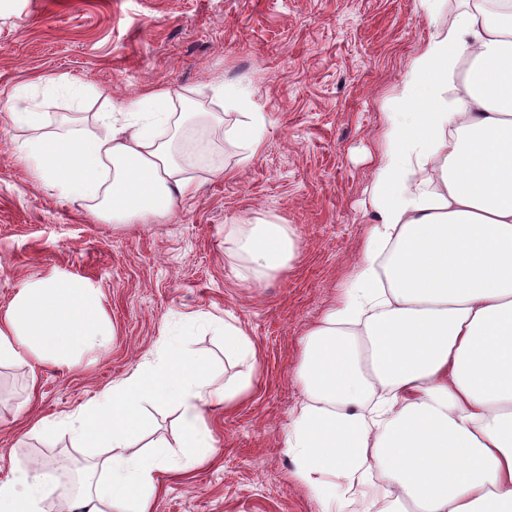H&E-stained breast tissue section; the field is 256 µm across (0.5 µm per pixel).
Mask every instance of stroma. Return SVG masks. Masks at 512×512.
<instances>
[{"instance_id":"35a3bbf8","label":"stroma","mask_w":512,"mask_h":512,"mask_svg":"<svg viewBox=\"0 0 512 512\" xmlns=\"http://www.w3.org/2000/svg\"><path fill=\"white\" fill-rule=\"evenodd\" d=\"M429 32L415 0H0V314L29 281L77 280L97 290L110 331L105 347L66 362L0 365V481L37 457L101 461L103 449L76 447L63 428L45 443L30 421L65 419L209 314L251 338L255 388L209 411L216 459L182 472L171 458L153 512H319L282 447L301 399V341L351 280L393 92ZM48 76L81 85L83 100ZM220 79L244 85L265 115L255 158L231 137L239 114L217 96ZM151 89L224 114L218 146L166 219L108 223L32 176L18 146L33 132L15 112L34 109L57 130L77 111L100 134L102 113ZM218 164L228 176L211 174ZM235 218L288 225L289 268L243 281L224 245Z\"/></svg>"}]
</instances>
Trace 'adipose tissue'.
Masks as SVG:
<instances>
[{
	"mask_svg": "<svg viewBox=\"0 0 512 512\" xmlns=\"http://www.w3.org/2000/svg\"><path fill=\"white\" fill-rule=\"evenodd\" d=\"M443 2L416 0L430 34L381 134L368 188L375 222L349 285L301 343L302 399L283 446L322 512H346L359 496L378 512H512V0H462L445 22ZM217 91L241 108L238 136L257 155L263 114L240 88ZM171 101L149 91L123 104L133 117L123 130L46 131L20 154L36 179L94 202L99 217L152 223L193 189L158 133ZM224 241L254 284L297 252L273 220H233ZM209 324L243 366L233 379L216 383L189 324L159 361L71 415L73 441L109 454L67 512H152L172 447L188 469L215 454L206 411L250 393L256 351L235 321ZM107 341L98 293L81 283H27L0 314V363L60 362ZM154 402L176 406L180 437L144 453ZM52 488L47 472L16 468L0 484V512H42Z\"/></svg>",
	"mask_w": 512,
	"mask_h": 512,
	"instance_id": "1",
	"label": "adipose tissue"
}]
</instances>
